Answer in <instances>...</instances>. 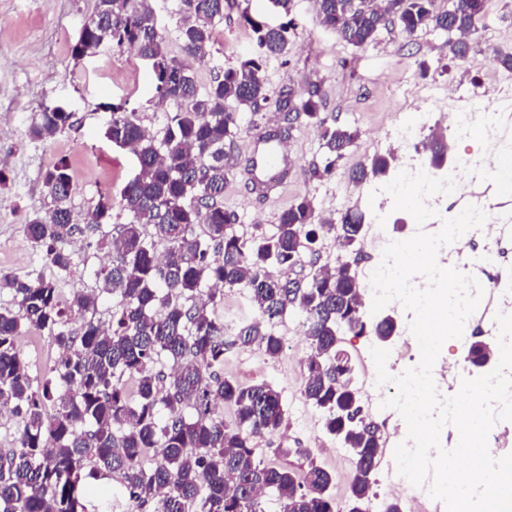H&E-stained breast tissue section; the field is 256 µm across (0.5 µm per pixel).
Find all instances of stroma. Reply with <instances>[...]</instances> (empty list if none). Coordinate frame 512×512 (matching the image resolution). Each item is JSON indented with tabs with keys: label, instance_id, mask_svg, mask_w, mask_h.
I'll use <instances>...</instances> for the list:
<instances>
[{
	"label": "stroma",
	"instance_id": "obj_1",
	"mask_svg": "<svg viewBox=\"0 0 512 512\" xmlns=\"http://www.w3.org/2000/svg\"><path fill=\"white\" fill-rule=\"evenodd\" d=\"M94 5L95 0H0V175L5 178L0 184V269L20 278L41 275L90 291L97 288L95 270L108 262L104 251L92 248L78 255L70 273L61 275L44 265L26 237L27 216L49 204L44 174L58 159L68 160L77 183L71 200L73 216L83 220L99 192L119 193L137 171L132 154L104 139V105L126 102L155 133L161 132L166 114L176 109L171 102L157 106L154 74L135 51L107 44L96 56H73L70 47ZM246 10L257 12L268 26L287 22L291 28L287 53L266 63L269 103L259 112L241 113L242 130L225 148L224 160L231 165L232 176L224 188V206L238 216L236 234L247 238L260 231L272 233L282 206L305 194L326 216L338 217L351 207L362 211L363 239L401 241L413 236L414 222H386L385 210L369 204L372 184H355L348 172L370 162L373 153L366 143L384 138L392 117L404 123L414 120L422 90L437 96L451 83L477 88L489 68L499 85L512 87V70L492 64L495 53H512V0H492L472 36L467 66L449 54L446 34L431 29L411 43L385 30L374 44L356 48L320 23L316 0H292L287 14L273 8L270 0H229L223 19L215 24L209 60L192 65L199 87L256 51V36L241 21ZM423 61L428 71H421ZM304 82L321 84L322 116L358 127L359 142L335 174L313 177L312 165L322 156L320 130L300 117L285 140L295 160L288 171V188L281 205L272 206L247 183L248 145L255 134L270 128L273 100L280 90ZM57 104L74 111L75 126L47 142L31 140L28 128L33 118ZM304 322V314L288 311L274 328L284 343L278 359H267L254 348H234L224 357L223 375L244 384L265 382L280 391L284 423L279 431L257 439V455L292 468L315 462L330 472L331 493L342 503L352 471L351 454L325 432L320 412L302 395L308 351ZM85 505L87 512H131L116 476L88 480Z\"/></svg>",
	"mask_w": 512,
	"mask_h": 512
}]
</instances>
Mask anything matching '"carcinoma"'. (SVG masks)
Segmentation results:
<instances>
[{"label":"carcinoma","mask_w":512,"mask_h":512,"mask_svg":"<svg viewBox=\"0 0 512 512\" xmlns=\"http://www.w3.org/2000/svg\"><path fill=\"white\" fill-rule=\"evenodd\" d=\"M320 23L354 47L375 43L397 20L399 33L412 41L431 27L453 29L448 52L458 60L469 53L467 38L485 14L489 0H456L448 15L430 14L433 0H316ZM181 48L202 63L211 55L214 20L224 17V0H182ZM243 21L257 34L258 52L199 91L185 61L168 56L150 0H96L73 55L94 54L103 42L134 47L152 68L159 102L172 101L162 136L154 135L134 110L109 104L103 137L130 151L139 170L120 190L130 220L117 224L95 243L111 255L96 271L99 293L120 294L108 322L95 319L98 293L71 289L37 275L20 279L0 271V291L14 307L0 308V410L17 416L13 448L0 449V512H86L83 487L89 479L117 475L135 512H267L263 488L280 491V512H336L329 488L332 476L314 464L294 470L255 455L257 439L278 431L284 421L280 392L262 382L242 384L221 377L224 353L257 347L276 359L283 341L271 331L290 308L308 324L305 400L322 412L325 430L352 452L348 503L364 505L373 495L376 454L382 436L355 420L363 404L357 389L336 382V348L342 336L390 339L393 317L370 320L360 299L356 270L347 260L313 267L290 280L274 273L305 254L320 234L339 235L351 253L360 244L364 214L347 209L338 222L324 221L308 196L300 195L278 215L276 231L243 239L232 233L237 214L224 208V145L238 134V116L256 113L268 102L264 60L288 52L291 23L270 28L248 12ZM320 84L284 89L277 100L284 132L288 117H319ZM74 113L46 108L28 129L45 141L75 125ZM320 127L323 167L334 172L355 146L357 128L337 121ZM390 167L377 155L371 168L351 172L363 182ZM51 207L26 224L43 261L61 273L71 270L66 244L78 233H96L112 219V193L92 203L84 225L73 222V182L67 159L46 171ZM168 243L163 257L156 241ZM249 290L256 317L230 333L217 308L224 289ZM72 319L81 320L77 328ZM48 336L61 351L50 374L33 383L18 346L19 337ZM166 359L169 370L160 368ZM233 411L228 423L217 411ZM310 482L315 492L288 497Z\"/></svg>","instance_id":"1"}]
</instances>
